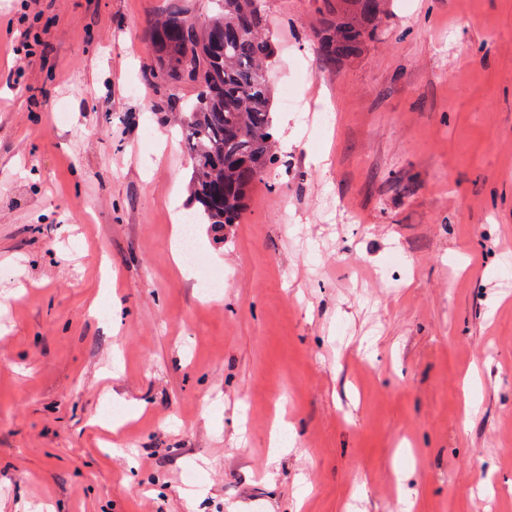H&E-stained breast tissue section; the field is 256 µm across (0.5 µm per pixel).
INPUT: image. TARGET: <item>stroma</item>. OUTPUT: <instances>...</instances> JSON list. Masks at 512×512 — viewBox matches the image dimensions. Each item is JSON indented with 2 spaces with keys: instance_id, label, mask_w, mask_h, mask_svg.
I'll return each instance as SVG.
<instances>
[{
  "instance_id": "obj_1",
  "label": "stroma",
  "mask_w": 512,
  "mask_h": 512,
  "mask_svg": "<svg viewBox=\"0 0 512 512\" xmlns=\"http://www.w3.org/2000/svg\"><path fill=\"white\" fill-rule=\"evenodd\" d=\"M175 3L0 0V512H512V0H390L337 69L264 0L290 147L197 225L208 297L146 78Z\"/></svg>"
}]
</instances>
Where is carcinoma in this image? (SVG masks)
<instances>
[{
    "label": "carcinoma",
    "instance_id": "obj_1",
    "mask_svg": "<svg viewBox=\"0 0 512 512\" xmlns=\"http://www.w3.org/2000/svg\"><path fill=\"white\" fill-rule=\"evenodd\" d=\"M388 0H323L320 50L339 66L378 39ZM198 20L174 7L152 29L148 75L196 99L180 113L181 141L192 162L190 216L196 224H238L252 187L273 164L275 55L264 0H215Z\"/></svg>",
    "mask_w": 512,
    "mask_h": 512
}]
</instances>
